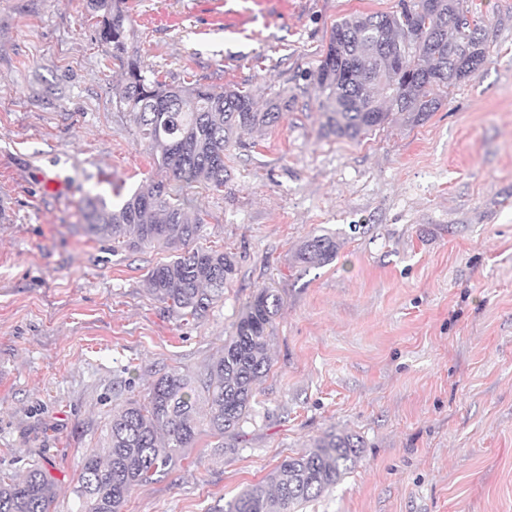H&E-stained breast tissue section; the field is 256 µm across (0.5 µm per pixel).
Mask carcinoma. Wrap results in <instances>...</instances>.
Instances as JSON below:
<instances>
[{
    "label": "carcinoma",
    "mask_w": 512,
    "mask_h": 512,
    "mask_svg": "<svg viewBox=\"0 0 512 512\" xmlns=\"http://www.w3.org/2000/svg\"><path fill=\"white\" fill-rule=\"evenodd\" d=\"M123 0H86L98 18V38L121 62L124 85L119 107L130 113L154 164L165 177L134 191L112 207L95 195L84 200L86 235L112 243V252L145 247L169 252L147 273L149 291L183 319L204 317L224 297L235 274L233 254L194 247L203 224L186 214L168 177L220 191L226 182L224 152L244 129L272 128L287 106L273 102L261 111L252 94L238 87L217 90L201 83L170 85L127 55L135 30ZM464 0H400L393 12L350 14L332 26L329 42L310 81L319 93L324 134L358 141L383 127L392 112L413 123L441 106L439 94L472 73L461 60L487 57L486 24L478 16L461 22ZM336 235L311 234L296 248L292 265L307 269L331 263ZM284 304L278 289L264 287L243 307L224 350L195 375L164 374L146 394L126 399L112 412L101 447L82 460L74 493L79 512H122L133 490L151 483L183 459L201 426L232 448L252 417L256 385L271 368L268 345ZM360 438L327 433L311 448L287 456L266 483L242 490L219 512H298L354 468ZM56 479L43 464L30 465L20 479H0V512H49Z\"/></svg>",
    "instance_id": "cac0c4a2"
}]
</instances>
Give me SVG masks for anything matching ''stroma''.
<instances>
[{"label": "stroma", "mask_w": 512, "mask_h": 512, "mask_svg": "<svg viewBox=\"0 0 512 512\" xmlns=\"http://www.w3.org/2000/svg\"><path fill=\"white\" fill-rule=\"evenodd\" d=\"M466 4L487 21L482 68L424 122L396 114L356 142L321 136L309 75L337 20L398 0H127V49L160 79L288 105L238 133L223 192L181 190L200 245L237 260L223 300L186 321L148 291L166 252L116 254L81 228L86 197L117 204L160 176L86 0H0V475L43 462L50 512H77L113 409L202 372L272 286L254 421L231 448L201 433L123 512H217L331 431L360 437L357 464L302 512H512V0ZM323 230L335 260L294 268Z\"/></svg>", "instance_id": "35a3bbf8"}]
</instances>
